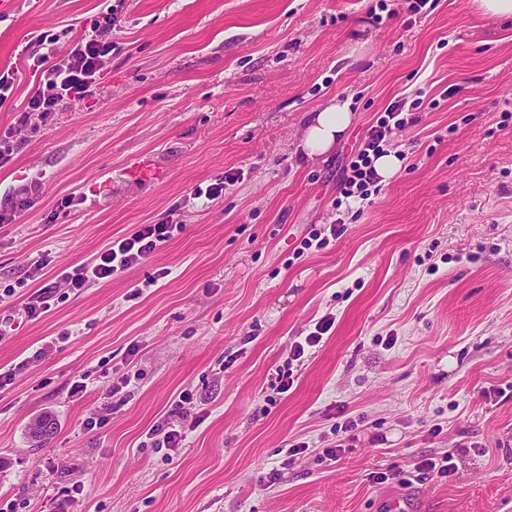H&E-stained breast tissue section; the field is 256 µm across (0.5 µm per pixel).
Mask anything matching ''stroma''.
Wrapping results in <instances>:
<instances>
[{
	"label": "stroma",
	"mask_w": 512,
	"mask_h": 512,
	"mask_svg": "<svg viewBox=\"0 0 512 512\" xmlns=\"http://www.w3.org/2000/svg\"><path fill=\"white\" fill-rule=\"evenodd\" d=\"M115 3L98 85L31 113L0 167V319L42 257L183 230L0 341V508L512 512V17L474 0H0V69L21 76L0 131L39 36L66 51ZM400 98L399 171L362 211L336 207L347 157ZM335 99L347 138L304 159L307 119ZM316 232L328 245L303 248ZM171 424L188 432L167 457L146 435ZM446 453L457 475L414 477Z\"/></svg>",
	"instance_id": "1"
}]
</instances>
